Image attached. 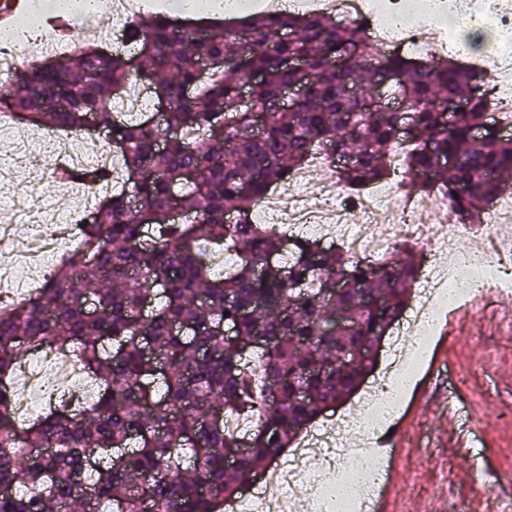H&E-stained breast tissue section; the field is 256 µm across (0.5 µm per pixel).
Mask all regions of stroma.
I'll use <instances>...</instances> for the list:
<instances>
[{
	"label": "stroma",
	"mask_w": 512,
	"mask_h": 512,
	"mask_svg": "<svg viewBox=\"0 0 512 512\" xmlns=\"http://www.w3.org/2000/svg\"><path fill=\"white\" fill-rule=\"evenodd\" d=\"M501 294L481 302L480 313L459 314L451 337L435 335L416 387L397 418L412 444L395 476L392 512H492L493 500L512 502V424L501 409L512 408V328ZM456 406L460 425L477 420L470 455H462L448 423Z\"/></svg>",
	"instance_id": "1"
}]
</instances>
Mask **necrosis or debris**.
<instances>
[{
	"instance_id": "1",
	"label": "necrosis or debris",
	"mask_w": 512,
	"mask_h": 512,
	"mask_svg": "<svg viewBox=\"0 0 512 512\" xmlns=\"http://www.w3.org/2000/svg\"><path fill=\"white\" fill-rule=\"evenodd\" d=\"M285 1L300 12L364 23L386 45L421 58L439 51L469 57L472 46L456 21L474 22L488 36L482 61L497 80V100L512 106V0H437L443 24L421 26L418 0H267L273 12ZM70 166V157L55 153L47 138L17 140L0 154V200L17 202L11 221L0 222V242L15 248L13 262L0 267L1 292L32 295L31 279L74 248L72 216L54 213L41 192L42 182L54 181ZM322 175V195L310 197L305 171H293L290 192L267 196L255 210V222L289 226L299 236L341 246L355 259L381 257L403 244L423 247L414 300L363 394L359 416L328 415L267 470L263 491L245 490L226 512H328L333 503L340 512H369L387 471L376 444L394 426L398 396L392 382L416 343L427 339L426 325L440 313L442 293L456 286L461 295L479 299L512 286V250L504 246L512 239V198L499 200L486 222L466 224L447 204L422 207L396 180L374 183L353 198L338 185L333 163L323 162ZM60 389L84 405L99 391L73 357L34 353L18 378L14 404L30 419Z\"/></svg>"
}]
</instances>
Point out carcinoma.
Instances as JSON below:
<instances>
[{"label":"carcinoma","mask_w":512,"mask_h":512,"mask_svg":"<svg viewBox=\"0 0 512 512\" xmlns=\"http://www.w3.org/2000/svg\"><path fill=\"white\" fill-rule=\"evenodd\" d=\"M180 23L144 13L121 34L136 54L83 41L29 64L24 87L15 73L0 87L22 123L81 136L92 124L110 130L125 175L38 294L0 310V512H224L243 481L356 392L374 366L375 338L408 305L419 263L407 249L353 260L252 221L266 194L322 149L358 156L336 169L355 197L391 175L401 150L404 188L446 198L470 224L508 190L512 139L472 136L489 109L478 65L418 59L327 14L211 18L201 38L182 35ZM281 31L294 38L277 40ZM293 56L308 70L282 65ZM241 57L261 74L247 103ZM134 70L153 108L129 120L112 104ZM391 72L405 77L414 113L405 140L397 113L369 111ZM302 83L305 98L282 110V90ZM455 98L469 108L448 127L439 107ZM173 128L179 134L167 136ZM71 177L101 182L112 172ZM231 214L235 223H225ZM205 248L241 260L218 273ZM347 349L361 360L339 362ZM39 350L73 355L99 383L94 404L81 410L60 396L18 422L15 373ZM233 414L253 419L250 435L230 430ZM39 448L51 452L33 463ZM228 454L239 455L232 469Z\"/></svg>","instance_id":"carcinoma-1"}]
</instances>
